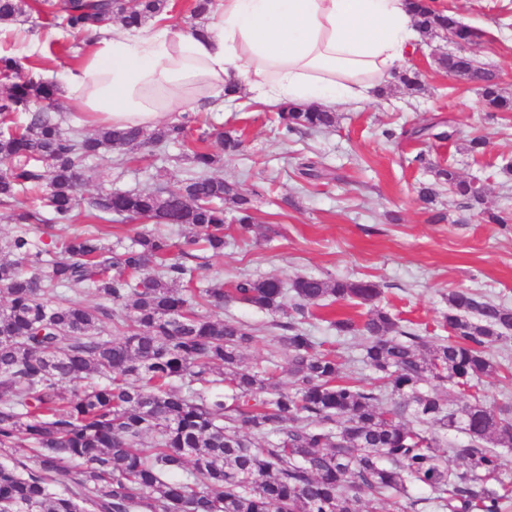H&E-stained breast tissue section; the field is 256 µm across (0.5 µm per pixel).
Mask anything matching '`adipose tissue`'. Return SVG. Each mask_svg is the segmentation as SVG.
Returning <instances> with one entry per match:
<instances>
[{"mask_svg": "<svg viewBox=\"0 0 512 512\" xmlns=\"http://www.w3.org/2000/svg\"><path fill=\"white\" fill-rule=\"evenodd\" d=\"M420 33L408 0H212L197 30L98 27L60 92L91 124L153 127L242 94L296 106L373 101Z\"/></svg>", "mask_w": 512, "mask_h": 512, "instance_id": "ef3b65f1", "label": "adipose tissue"}]
</instances>
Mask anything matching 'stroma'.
<instances>
[{
	"label": "stroma",
	"mask_w": 512,
	"mask_h": 512,
	"mask_svg": "<svg viewBox=\"0 0 512 512\" xmlns=\"http://www.w3.org/2000/svg\"><path fill=\"white\" fill-rule=\"evenodd\" d=\"M436 4L482 33L480 60L512 95V0ZM14 30L13 43L0 40V54L11 53L27 69L55 77L81 62L79 38L50 21L20 22ZM449 49L445 40L428 37L408 56L406 64L419 72L423 94L412 98L397 83H384L375 101L336 106V126L325 133L283 135L272 108L251 106L246 98L213 113L217 128L237 131L243 139L242 151L233 156L209 140L210 150L221 157L213 173L238 181L258 226L244 238L235 225H227L223 253L198 252L191 267L227 287L245 278L288 282L302 275L372 281L383 290V306L425 336L447 335L444 296L450 290L470 289L512 305V168L504 166L512 157V112L485 111L475 85L440 69L436 59ZM440 120L450 124L452 139L396 135L401 128ZM476 135L488 142L484 154L467 149ZM182 153L173 144L133 150L122 158L105 153L88 163L83 193L173 183L191 167ZM309 160L329 167L332 178L301 175V163ZM429 162L479 180L487 206L507 217V224L484 222L479 207L466 206L446 191L433 205L419 203L417 188L431 179L425 169ZM224 316L259 327L256 342L244 351L246 364L261 368L276 357L273 380L290 386L287 359L275 355L267 330L271 315L234 303ZM306 327L318 339L336 342L346 375L373 387L374 374L356 339L336 341L318 317L308 318Z\"/></svg>",
	"instance_id": "35a3bbf8"
}]
</instances>
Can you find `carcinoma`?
Masks as SVG:
<instances>
[{
	"mask_svg": "<svg viewBox=\"0 0 512 512\" xmlns=\"http://www.w3.org/2000/svg\"><path fill=\"white\" fill-rule=\"evenodd\" d=\"M424 35L452 31L478 46L433 0H410ZM167 0H63L52 20L79 34L119 19L134 28L161 14ZM38 10L30 0H0V23ZM451 77L476 81L490 112H512L494 73L469 54L440 59ZM0 118L27 113L0 130V203L21 190L40 193L41 210L5 215L21 228L0 245V512H366L372 501L399 504L408 488L428 491L435 512H502L512 481L497 448L512 447V402L485 400L479 383L501 369L492 349L512 337V307L463 290L446 297L451 336H422L379 306L371 281L299 276L243 279L224 290L193 285L184 260L203 248L224 252L226 210L246 236L256 217L235 180L210 175L218 162L198 115L157 130L62 129L58 88L0 57ZM397 83L416 93L418 73ZM287 133L323 132L336 113L283 104ZM199 130L190 145L192 130ZM160 143L191 147L195 171L166 187L101 192L81 203L82 172L104 150ZM473 207L474 182L450 167L433 169L418 197L438 189ZM151 221L180 230L137 231L116 252L90 230L39 247L31 224ZM92 290L96 306L67 293ZM270 329L288 357L292 389L242 364L258 329L224 320L232 302L273 314ZM368 305L361 322L329 321L340 337H360L363 361L380 374L378 391L344 375L336 351L309 335L302 320L324 301ZM448 384V393L425 385ZM216 384L227 393L211 395ZM465 436L448 442V432ZM151 441L150 448L145 442ZM462 461L448 467V455Z\"/></svg>",
	"mask_w": 512,
	"mask_h": 512,
	"instance_id": "1",
	"label": "carcinoma"
}]
</instances>
